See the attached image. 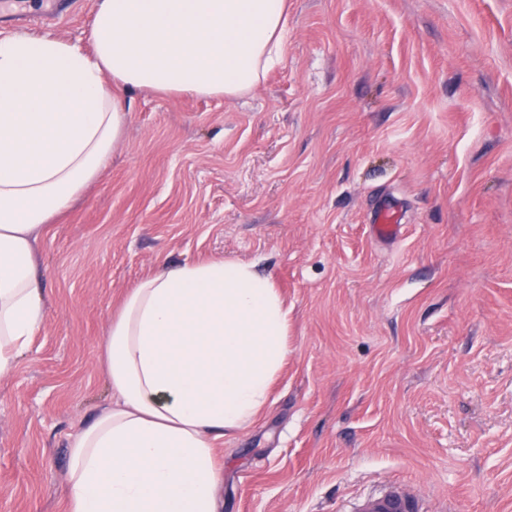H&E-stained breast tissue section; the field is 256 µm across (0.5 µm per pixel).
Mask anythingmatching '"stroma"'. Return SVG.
Instances as JSON below:
<instances>
[{
    "instance_id": "1",
    "label": "stroma",
    "mask_w": 512,
    "mask_h": 512,
    "mask_svg": "<svg viewBox=\"0 0 512 512\" xmlns=\"http://www.w3.org/2000/svg\"><path fill=\"white\" fill-rule=\"evenodd\" d=\"M97 0L47 26L87 44ZM37 247L45 319L0 380V512H65L112 398V314L162 264H255L288 305L266 412L216 444L221 512H512V0H288L240 97L137 90ZM390 206L393 241L372 230ZM419 508L416 497L398 489L365 498L358 506L360 512H417Z\"/></svg>"
}]
</instances>
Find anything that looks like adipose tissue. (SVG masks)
Returning <instances> with one entry per match:
<instances>
[{
	"label": "adipose tissue",
	"mask_w": 512,
	"mask_h": 512,
	"mask_svg": "<svg viewBox=\"0 0 512 512\" xmlns=\"http://www.w3.org/2000/svg\"><path fill=\"white\" fill-rule=\"evenodd\" d=\"M287 0H99L89 47L0 38V379L44 320L36 250L103 172L118 90L236 97L281 58ZM113 400L70 442L67 512H220L214 440L253 424L288 356L269 276L224 260L160 267L113 315Z\"/></svg>",
	"instance_id": "adipose-tissue-1"
}]
</instances>
